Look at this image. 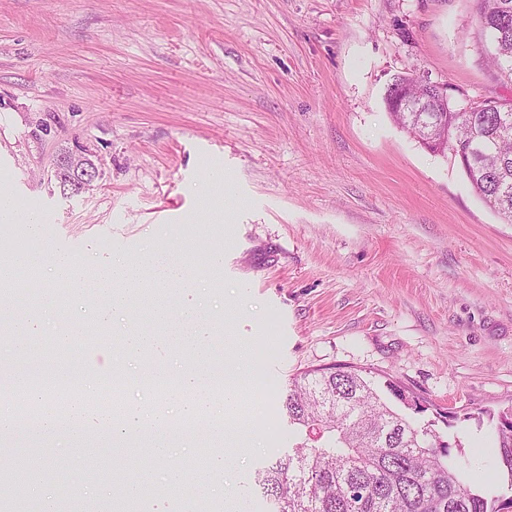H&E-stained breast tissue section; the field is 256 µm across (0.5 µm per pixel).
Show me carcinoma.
I'll return each mask as SVG.
<instances>
[{
	"mask_svg": "<svg viewBox=\"0 0 512 512\" xmlns=\"http://www.w3.org/2000/svg\"><path fill=\"white\" fill-rule=\"evenodd\" d=\"M481 43H492L488 63L512 81V0H477ZM434 108L446 105L442 141L418 131L417 118L431 112H402L397 91ZM392 121L422 147L450 155L461 166L475 194L504 221L512 223V111L495 100L455 108L434 88L413 84L411 74L396 77L385 97ZM299 431L293 454L258 472L276 512H502L512 496L468 484L450 461V447L430 426H419L382 397L374 383L356 371L311 370L294 377L285 402ZM497 467L512 488V418L495 428ZM118 476L112 512H144L154 490L141 485L128 495ZM24 487L0 499V512H22Z\"/></svg>",
	"mask_w": 512,
	"mask_h": 512,
	"instance_id": "obj_1",
	"label": "carcinoma"
}]
</instances>
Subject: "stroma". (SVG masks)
<instances>
[{
	"label": "stroma",
	"instance_id": "obj_1",
	"mask_svg": "<svg viewBox=\"0 0 512 512\" xmlns=\"http://www.w3.org/2000/svg\"><path fill=\"white\" fill-rule=\"evenodd\" d=\"M474 0H0V191L42 217V232L0 233V250L65 252L105 264L121 253L180 256L183 288L224 324L198 361L164 349L179 372L231 363L259 383L252 430L226 475L191 481L198 447L156 467L146 442L116 450L0 440L32 452L27 512H99L116 469L200 504L273 512L258 471L296 442L284 403L305 371L347 367L393 381L423 406L472 484L496 462L490 414L512 410V224L472 190L457 160L391 120L394 78L447 84L457 107L512 100L485 59ZM87 151L98 176L61 192L53 162ZM221 171L224 185L209 181ZM224 221L195 219L203 195ZM220 257L211 268L207 255ZM21 289L0 295V363L25 369L14 320L42 314L36 380L81 379L102 393L127 325L155 327L144 303L101 324L87 298L83 335L60 347L63 307Z\"/></svg>",
	"mask_w": 512,
	"mask_h": 512
}]
</instances>
